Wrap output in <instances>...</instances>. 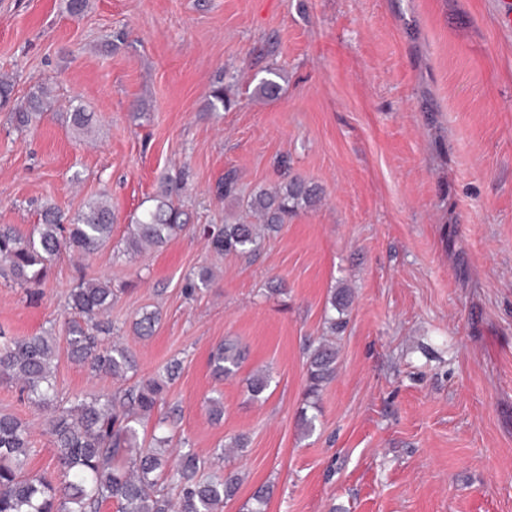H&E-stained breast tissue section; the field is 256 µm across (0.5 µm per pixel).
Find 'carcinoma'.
I'll list each match as a JSON object with an SVG mask.
<instances>
[{"label": "carcinoma", "instance_id": "1", "mask_svg": "<svg viewBox=\"0 0 512 512\" xmlns=\"http://www.w3.org/2000/svg\"><path fill=\"white\" fill-rule=\"evenodd\" d=\"M281 74L263 79L255 90L259 99H275ZM46 88L31 94L24 106L11 113L19 129L39 122L46 111ZM93 115L82 107L70 113L71 126L89 131ZM177 189L171 178L160 182L152 205L132 216L127 224L126 252L135 254L159 247L184 229L186 220L173 199ZM320 201L316 186L292 178L272 190H261L244 203L261 224L224 219L217 229L202 234L217 254H246L258 246L261 230L275 232L288 216ZM112 209L104 197L92 199L69 221L46 203L40 223L23 234L9 224L0 225V261L8 275L22 284L44 281L61 249L89 253L112 238ZM211 269L202 266L187 278V288H206ZM74 318L64 336L68 357L91 370L125 379L135 370L127 350L112 342V288L109 282L80 279L66 296ZM59 338L51 331L0 344V381L14 384L36 408L50 417L46 432L55 452L51 472L30 473L27 459L34 448L28 427L16 416L0 412V512H100L115 501L119 512H219L239 486V475L215 470L204 476L205 462L192 450H181L170 460L172 438L162 427L150 438H140L138 425L163 400L166 381L175 380V361L166 368L167 380L142 378L133 386L103 393L89 400L60 397L55 378ZM244 351L226 341L212 352L210 366L217 378L239 370ZM336 373V349L319 344L309 356L308 395H316Z\"/></svg>", "mask_w": 512, "mask_h": 512}]
</instances>
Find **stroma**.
<instances>
[{
	"mask_svg": "<svg viewBox=\"0 0 512 512\" xmlns=\"http://www.w3.org/2000/svg\"><path fill=\"white\" fill-rule=\"evenodd\" d=\"M272 69L279 98H253ZM1 76L0 225L26 233L44 203L71 216L103 193L115 221L42 284L0 277V339L63 335L78 276L110 282L113 336L137 364L124 383L181 363L144 429L165 424L239 474L221 512H254L263 485L264 512H512V27L498 0H89L78 17L65 0H0ZM42 87L46 115L18 130L11 112ZM230 170L234 200L218 193ZM166 175L189 227L127 254L128 219ZM289 176L320 202L253 254L208 247L203 227ZM202 266L210 286L186 295ZM341 288L336 373L311 397L309 354ZM146 310L159 323L141 338ZM227 340L246 356L218 381L209 356ZM257 371L270 383L255 398ZM55 376L66 397L122 383L64 353ZM1 410L34 434L28 470H52L47 412L6 383Z\"/></svg>",
	"mask_w": 512,
	"mask_h": 512,
	"instance_id": "stroma-1",
	"label": "stroma"
}]
</instances>
